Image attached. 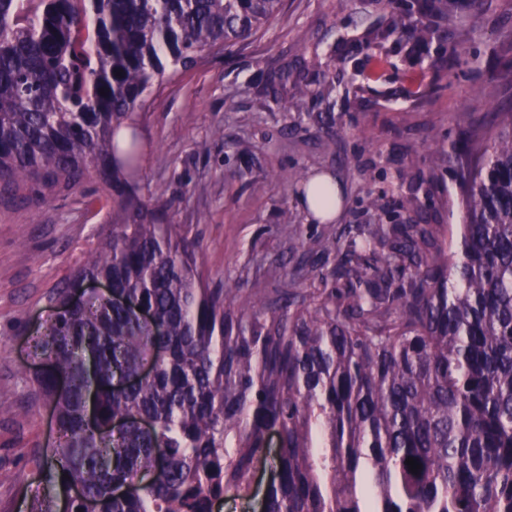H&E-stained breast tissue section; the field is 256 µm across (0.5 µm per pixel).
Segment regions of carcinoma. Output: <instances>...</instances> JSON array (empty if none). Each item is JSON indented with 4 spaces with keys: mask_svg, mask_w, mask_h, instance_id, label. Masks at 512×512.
<instances>
[{
    "mask_svg": "<svg viewBox=\"0 0 512 512\" xmlns=\"http://www.w3.org/2000/svg\"><path fill=\"white\" fill-rule=\"evenodd\" d=\"M280 7L0 0V187L93 173L122 215L33 339L57 437L28 512H213L250 496L273 432L262 512H512V112L465 135V223L358 228L328 273L302 263L272 291L209 287L198 244L138 194L150 90ZM301 197L326 211L334 183ZM88 278L112 297L71 302Z\"/></svg>",
    "mask_w": 512,
    "mask_h": 512,
    "instance_id": "cac0c4a2",
    "label": "carcinoma"
}]
</instances>
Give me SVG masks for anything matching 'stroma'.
<instances>
[{
    "instance_id": "stroma-1",
    "label": "stroma",
    "mask_w": 512,
    "mask_h": 512,
    "mask_svg": "<svg viewBox=\"0 0 512 512\" xmlns=\"http://www.w3.org/2000/svg\"><path fill=\"white\" fill-rule=\"evenodd\" d=\"M284 0L244 42L206 54L152 88L138 118L139 195L199 242L210 287L280 288L285 265H323L326 240L356 224L462 223L464 132L512 108V0ZM438 28L413 48L405 29ZM386 40L375 39V32ZM288 69L282 84L273 75ZM311 93L298 98L297 89ZM407 178H400L403 168ZM334 175L343 205L315 219L296 179ZM96 177L72 189L0 190V512H23L31 456L55 435L35 402L30 342L50 297L119 215ZM384 195L378 215L371 196ZM418 195L423 210L398 206Z\"/></svg>"
}]
</instances>
